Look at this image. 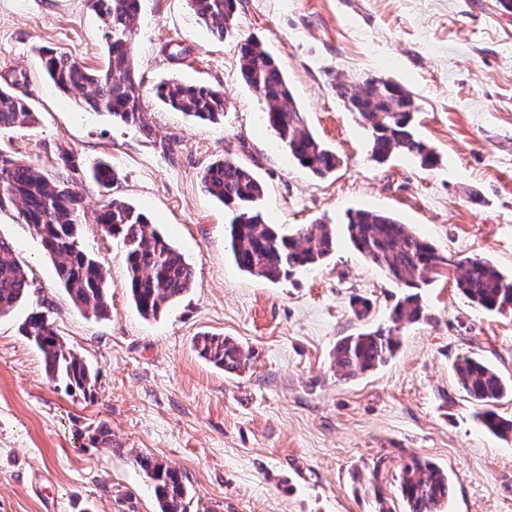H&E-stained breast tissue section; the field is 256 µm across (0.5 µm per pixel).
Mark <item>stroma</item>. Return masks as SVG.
<instances>
[{
    "mask_svg": "<svg viewBox=\"0 0 512 512\" xmlns=\"http://www.w3.org/2000/svg\"><path fill=\"white\" fill-rule=\"evenodd\" d=\"M141 4L135 63L146 133L86 111L81 92H60L40 64L50 49L104 67V23L89 0H0V88L36 114L31 127L0 129V150L50 177L72 156L85 206L80 243L110 283L106 316L79 311L18 208L0 211V238L30 280L0 318V512H157L139 453L183 473L191 512H376L362 489L375 462L388 466L381 486L390 497L413 454L448 471L447 512H512V437L481 425L454 371L472 355L512 381V314L471 305L443 276L423 289L426 317L401 328L386 365L348 379L332 357L340 338L388 327L402 294L350 246L348 210L394 214L440 252L512 273V12L499 0H240L220 40L188 0ZM246 37L286 73L309 128L338 157L333 173L314 176L267 127L239 75ZM338 75L403 85L437 164L372 160L366 131L332 86ZM171 80L223 90V119L167 108L155 90ZM224 158L263 183L260 207L281 230L334 225V254L277 282L240 271L228 253L230 213L202 184L205 166ZM101 161L117 174L108 189L90 177ZM112 198L148 216L194 270L193 287L158 317L139 314L123 244L94 221ZM357 298L371 304L366 318L354 312ZM44 309L96 371L93 398L48 383L19 330ZM203 333L252 350L247 367L227 373L201 358L193 341ZM102 421L108 448L88 440Z\"/></svg>",
    "mask_w": 512,
    "mask_h": 512,
    "instance_id": "1",
    "label": "stroma"
}]
</instances>
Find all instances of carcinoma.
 <instances>
[{
	"instance_id": "1",
	"label": "carcinoma",
	"mask_w": 512,
	"mask_h": 512,
	"mask_svg": "<svg viewBox=\"0 0 512 512\" xmlns=\"http://www.w3.org/2000/svg\"><path fill=\"white\" fill-rule=\"evenodd\" d=\"M239 0H189L194 13L222 39L234 20ZM103 17L108 43L107 63L92 71L75 60L46 50L41 64L63 92H83L84 104L94 112L135 125L149 132L142 108L140 83L134 70L133 34L140 14V0H91ZM239 72L243 82L265 105L268 127L288 147L290 154L316 175L336 169V154L309 129L298 108L288 79L275 57L257 40L239 45ZM334 88L348 111L371 135V154L386 161L395 153L417 159L423 167L436 164L435 154L412 125V100L398 82L368 78L359 85L335 79ZM156 94L171 108L202 122L224 117V93L208 86L169 82ZM36 122L35 112L21 98L0 89V129L25 128ZM102 187L116 180L104 163L92 169ZM205 191L231 212L230 253L243 272L271 282L321 264L336 250V230L330 224L298 227L282 235L253 208L264 195L263 184L245 165L224 159L209 164L202 177ZM21 205L19 216L45 250L57 258L60 285L80 310L96 317L108 312V273L105 266L79 243L81 197L68 180H51L38 168L0 151V210ZM104 235L120 237L126 247L127 286L145 317L155 318L167 304L186 294L194 282L189 263L149 220L128 203L111 199L95 215ZM346 230L352 246L378 267L397 287L406 289L392 310V326L341 338L333 351L337 371L356 377L387 363L400 346L399 329L424 317L421 289L430 286L451 268L462 270L456 287L473 304L490 312L512 311V274L506 275L484 257L455 261L422 240L411 225L384 212L356 209L347 213ZM29 287L28 272L15 257L12 245L0 239V318L9 315ZM21 331L42 354L46 375L65 388L93 395L97 380L91 367L60 339L53 322L43 312L30 314ZM200 357L226 372L244 368L252 353L232 338L204 333L194 342ZM461 387L483 411L481 423L493 434L508 438L512 419L497 413L500 400L512 395V383L483 361L464 356L455 365ZM136 464L153 484L158 512H188L189 491L180 472L149 454H138ZM381 465L371 472L364 493L373 494L378 512H392L381 493ZM397 482L403 512H444L453 492L448 472L436 464L411 456L404 461Z\"/></svg>"
}]
</instances>
